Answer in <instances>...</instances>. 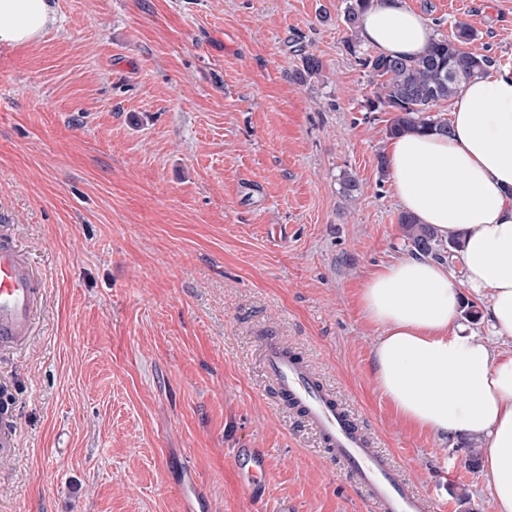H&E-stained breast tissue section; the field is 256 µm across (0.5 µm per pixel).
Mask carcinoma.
Returning <instances> with one entry per match:
<instances>
[{
	"label": "carcinoma",
	"instance_id": "carcinoma-1",
	"mask_svg": "<svg viewBox=\"0 0 512 512\" xmlns=\"http://www.w3.org/2000/svg\"><path fill=\"white\" fill-rule=\"evenodd\" d=\"M373 3L374 0H347L343 22L348 30L346 47L353 54L357 53L360 42V17ZM476 37L468 23L458 21L452 36L434 39L417 58H395L381 53H367L358 58L360 65L376 78L374 95L367 100L369 110L392 113L386 127L388 136L450 133L448 121L430 112L439 102L451 100L461 83L485 74L491 65L489 56L469 49ZM399 224L408 243L422 255L442 259L444 254L459 248L454 236H448L445 244L429 225L418 223L412 215H400Z\"/></svg>",
	"mask_w": 512,
	"mask_h": 512
}]
</instances>
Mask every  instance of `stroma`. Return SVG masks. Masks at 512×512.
<instances>
[{
    "label": "stroma",
    "instance_id": "1",
    "mask_svg": "<svg viewBox=\"0 0 512 512\" xmlns=\"http://www.w3.org/2000/svg\"><path fill=\"white\" fill-rule=\"evenodd\" d=\"M404 2L440 35L466 20L472 49L512 68V0ZM54 4L41 38L0 46V222L44 294L39 335L0 356L19 434L0 512H368L279 400L265 328L412 490L492 512L480 442L413 429L373 381L381 330L359 291L413 249L346 0ZM238 448L267 456L259 495Z\"/></svg>",
    "mask_w": 512,
    "mask_h": 512
}]
</instances>
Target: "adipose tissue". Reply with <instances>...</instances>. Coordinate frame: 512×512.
<instances>
[{
    "mask_svg": "<svg viewBox=\"0 0 512 512\" xmlns=\"http://www.w3.org/2000/svg\"><path fill=\"white\" fill-rule=\"evenodd\" d=\"M57 22L52 0H0V45L29 44ZM361 38L379 53L416 57L433 29L403 0H376ZM452 133H409L388 143L389 176L401 209L440 239L461 240L459 273L419 255L378 267L359 296L382 334L376 385L411 426L481 441L492 512H512V69L489 68L461 84ZM487 296L497 348L460 317L461 288Z\"/></svg>",
    "mask_w": 512,
    "mask_h": 512,
    "instance_id": "obj_1",
    "label": "adipose tissue"
}]
</instances>
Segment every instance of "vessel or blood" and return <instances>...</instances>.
Returning a JSON list of instances; mask_svg holds the SVG:
<instances>
[{"instance_id":"vessel-or-blood-1","label":"vessel or blood","mask_w":512,"mask_h":512,"mask_svg":"<svg viewBox=\"0 0 512 512\" xmlns=\"http://www.w3.org/2000/svg\"><path fill=\"white\" fill-rule=\"evenodd\" d=\"M37 277L11 237L0 225V353L23 348L33 336L43 293ZM269 378L279 396L288 402L318 435L323 448L341 465L345 477L368 502L371 512H444L429 504L408 486L405 471L377 448L373 438L353 415L324 387L308 365L288 352L274 336L262 339ZM236 465L250 491L263 487L265 455L256 448L235 452Z\"/></svg>"}]
</instances>
